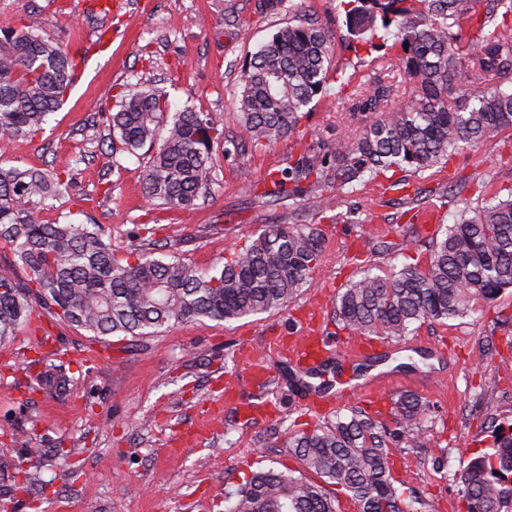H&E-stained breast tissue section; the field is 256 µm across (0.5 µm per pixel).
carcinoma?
<instances>
[{
  "mask_svg": "<svg viewBox=\"0 0 512 512\" xmlns=\"http://www.w3.org/2000/svg\"><path fill=\"white\" fill-rule=\"evenodd\" d=\"M348 34L365 43L377 26L395 27L390 58L413 83L409 101L389 105L395 76L352 84L334 63L328 28L294 11L246 63L237 111L257 146L303 140L305 108L331 84L349 91L352 117L363 124L354 137L304 146L288 167L268 173L273 203L308 197L324 210L330 186L350 190L385 177L386 188L408 185L421 173L474 145L512 129V0H339ZM27 16L0 31V152L15 150L43 132L63 104L77 69L67 46L40 34ZM474 85L471 93L458 87ZM109 115L110 154L144 162L143 192L151 202L190 212L213 181L217 149L230 144L224 123L185 107L170 112L168 94L147 82H129ZM74 161L50 171L0 165V249L22 270L0 272V343L31 323L38 311L83 329L94 340L146 336L183 322H230L288 306L319 268L322 236L312 224H271L238 249L219 270L201 271L179 257L136 261L112 250V237L91 219L85 198L69 196ZM402 176H397V173ZM397 179H392V176ZM68 197L76 211L49 220L44 213ZM86 221L76 222L75 214ZM425 263L389 275L367 268L335 302L339 329L359 336L401 338L426 320L464 318L473 303L494 302L512 288V188L461 213L442 238L431 241ZM67 375L57 368L39 386L61 395ZM428 403L413 393L390 408L394 428L358 406L336 412L327 425L290 430L283 447L301 469L251 473L224 497L225 512H340L338 487L357 512H420L423 499L394 485L391 448L423 446ZM492 448L461 471L459 494L467 512H508L512 507V430H490ZM313 473L319 481L307 478Z\"/></svg>",
  "mask_w": 512,
  "mask_h": 512,
  "instance_id": "carcinoma-1",
  "label": "carcinoma"
}]
</instances>
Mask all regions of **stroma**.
I'll use <instances>...</instances> for the list:
<instances>
[{
  "label": "stroma",
  "mask_w": 512,
  "mask_h": 512,
  "mask_svg": "<svg viewBox=\"0 0 512 512\" xmlns=\"http://www.w3.org/2000/svg\"><path fill=\"white\" fill-rule=\"evenodd\" d=\"M92 0H0V29L29 13L43 36L77 52V78L42 134L6 154L8 164L48 169L72 158L73 190L92 197L95 223L109 228L112 248L126 256L141 224L171 243L178 257L202 270L222 266L268 224H314L323 236L313 283L280 311L230 322L185 323L152 336H110L109 359L87 353L81 329L43 321L45 349L30 328L0 344V512H224V495L252 471L297 468L275 433L323 424L328 399L290 389L285 377L241 386L245 347L269 353L276 337L314 324L335 331L333 299L360 274L424 261L433 235L464 209L512 187V130L457 150L446 167L412 177L407 187L377 183L337 193L334 212L314 200L261 203L250 190L271 170L287 167L298 148L284 139L248 146L235 112L243 64L290 17V6L317 16L336 40L338 67L354 79L370 74L390 40L347 43L336 0H120L112 13ZM151 61H143L141 47ZM146 79L169 94L173 109L193 104L223 120L242 152L220 154L205 201L183 214L150 204L143 195L144 163L101 155L109 137L108 90ZM305 141L318 146L350 133V104L336 87L314 98ZM391 249H383V242ZM470 317L422 324L402 338L375 340L365 353L394 354L384 372L399 386L376 400L355 398L370 414L388 413L412 381L429 411L424 445L393 450L392 474L401 491L415 492L427 512H466L456 480L469 458L487 448L489 422L512 424V288L493 303L476 302ZM66 363L63 395L30 388V378ZM22 430L27 444L12 442ZM37 455H30V448ZM28 472V484L10 477Z\"/></svg>",
  "instance_id": "35a3bbf8"
}]
</instances>
